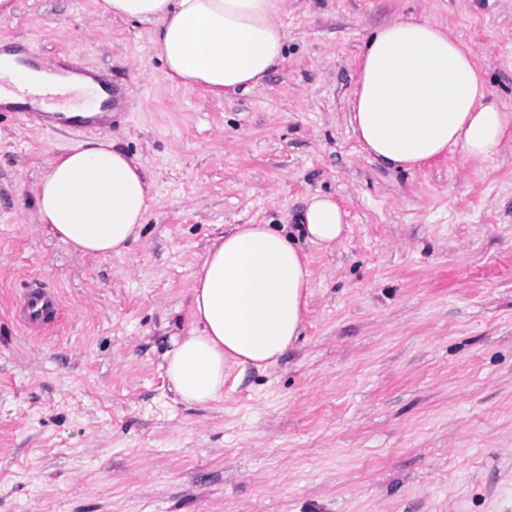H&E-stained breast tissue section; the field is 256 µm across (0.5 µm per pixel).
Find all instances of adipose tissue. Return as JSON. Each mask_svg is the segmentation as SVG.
Here are the masks:
<instances>
[{
    "instance_id": "obj_1",
    "label": "adipose tissue",
    "mask_w": 512,
    "mask_h": 512,
    "mask_svg": "<svg viewBox=\"0 0 512 512\" xmlns=\"http://www.w3.org/2000/svg\"><path fill=\"white\" fill-rule=\"evenodd\" d=\"M288 0H102L101 13L152 28L167 79L214 94L261 88L284 56ZM52 66L0 53V102L65 92ZM350 123L363 148L389 169L412 171L450 150L497 156L512 141V109L497 103L475 58L447 26L394 20L361 55ZM39 224L81 255L121 254L136 239L150 201L143 165L106 136L82 140L52 160L35 185ZM346 214L314 195L300 217L318 245L340 242ZM311 273L287 237L266 224L219 235L194 273V327L164 354L169 384L186 404L224 394L227 364L275 366L298 338Z\"/></svg>"
}]
</instances>
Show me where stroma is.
<instances>
[{"label":"stroma","mask_w":512,"mask_h":512,"mask_svg":"<svg viewBox=\"0 0 512 512\" xmlns=\"http://www.w3.org/2000/svg\"><path fill=\"white\" fill-rule=\"evenodd\" d=\"M17 2L0 45L111 79L107 131L151 202L125 253L75 254L34 188L96 128L0 112V512H512V143L398 172L348 121L366 39L409 16L448 26L512 108V0H288L282 62L221 96L167 81L150 26L101 0ZM315 194L347 214L329 248L296 222ZM243 224L305 256L301 334L187 405L163 355L206 246ZM35 280L61 304L37 335Z\"/></svg>","instance_id":"stroma-1"}]
</instances>
